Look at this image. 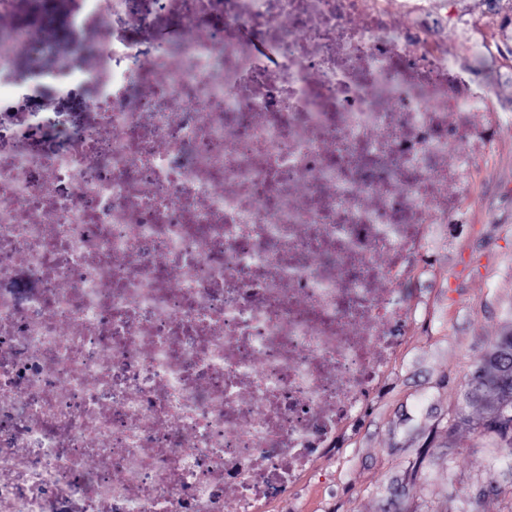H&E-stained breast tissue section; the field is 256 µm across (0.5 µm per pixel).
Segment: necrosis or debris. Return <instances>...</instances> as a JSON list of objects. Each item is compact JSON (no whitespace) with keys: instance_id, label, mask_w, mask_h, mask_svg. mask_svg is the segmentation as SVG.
<instances>
[{"instance_id":"4bbe7bcc","label":"necrosis or debris","mask_w":512,"mask_h":512,"mask_svg":"<svg viewBox=\"0 0 512 512\" xmlns=\"http://www.w3.org/2000/svg\"><path fill=\"white\" fill-rule=\"evenodd\" d=\"M387 3L158 0L191 39L26 77L0 27V101L80 80L99 111L58 155L0 141V512H264L332 448L415 314L376 285L467 219L498 112L448 91V0L404 32Z\"/></svg>"}]
</instances>
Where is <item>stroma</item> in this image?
I'll return each mask as SVG.
<instances>
[{
    "label": "stroma",
    "instance_id": "obj_1",
    "mask_svg": "<svg viewBox=\"0 0 512 512\" xmlns=\"http://www.w3.org/2000/svg\"><path fill=\"white\" fill-rule=\"evenodd\" d=\"M31 113L29 147L69 149L98 120L84 86L66 94L0 104V137ZM498 153L476 178L479 202L467 221L446 225V245L419 262L427 273L380 292L406 298L417 314L393 362L362 409L337 432L334 450L266 512H512V440L500 437L489 406L466 401L482 355L512 333V125L493 127Z\"/></svg>",
    "mask_w": 512,
    "mask_h": 512
}]
</instances>
